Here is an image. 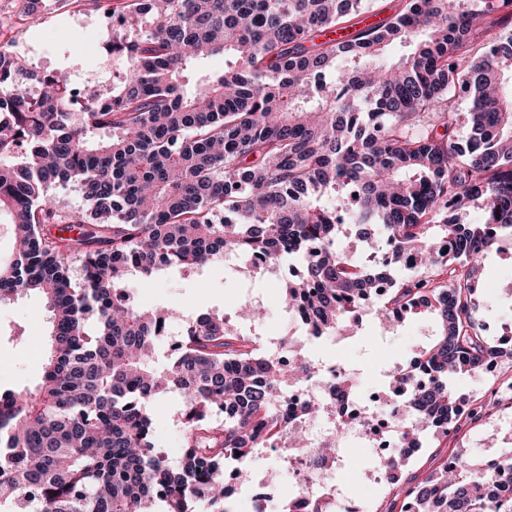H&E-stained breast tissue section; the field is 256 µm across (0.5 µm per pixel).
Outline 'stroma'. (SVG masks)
<instances>
[{
  "instance_id": "1",
  "label": "stroma",
  "mask_w": 512,
  "mask_h": 512,
  "mask_svg": "<svg viewBox=\"0 0 512 512\" xmlns=\"http://www.w3.org/2000/svg\"><path fill=\"white\" fill-rule=\"evenodd\" d=\"M40 22L22 19L24 0H0V45L23 41L37 44L39 55L33 64L40 70L64 69L93 73L100 69L102 36L93 28L73 25V17H91L101 11L97 0H87L79 7H59L57 0H43ZM228 264L209 265L189 273L178 267L163 272L152 282L133 290L137 305L142 307H174L184 315L202 312L233 314L246 289L254 288L263 297L267 335L281 331L286 312L281 304V291L268 287L265 279L241 272L229 274ZM481 295L488 307L481 313L486 335L498 336L504 323H512V297L501 286L512 280V247L493 246L475 271ZM434 323L428 318L405 321L379 338L378 325L368 322L364 330L338 341H315L311 356L314 362H343L358 373L360 392H379L385 388L384 372L396 369L416 348L433 335ZM47 312L42 299L28 294L0 303V387L17 391L30 390L42 378L47 348ZM505 388L512 399V361L502 362L492 376L478 372L455 378L453 388L461 399L472 402L484 399ZM180 405L178 394L171 393L153 404L150 413L157 427V441L171 460H179L182 448L181 428L174 416ZM512 448V409L493 412L468 423L458 434L428 435L423 447L408 462L406 475H427L446 456L456 453L478 465L486 458ZM369 451H351L342 477L346 492L361 498L366 512H388L391 499L385 485L371 477ZM272 482L276 493L287 495L293 478L282 464V455L261 451L250 465L249 477L227 499L228 512H251L252 497L257 486Z\"/></svg>"
}]
</instances>
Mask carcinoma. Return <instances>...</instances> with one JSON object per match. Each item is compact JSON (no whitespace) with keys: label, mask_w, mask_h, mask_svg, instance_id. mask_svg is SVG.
<instances>
[{"label":"carcinoma","mask_w":512,"mask_h":512,"mask_svg":"<svg viewBox=\"0 0 512 512\" xmlns=\"http://www.w3.org/2000/svg\"><path fill=\"white\" fill-rule=\"evenodd\" d=\"M103 2L125 24L112 36L122 75L84 112L67 111L61 71L0 46V217L16 245L0 265V302L40 294L50 339L36 389L0 392V512H229L224 466L250 463L266 435L288 430L274 404L314 367L294 348L270 356L261 337L207 312L181 320L159 370L177 312L127 301L133 282L226 254L255 258V276L267 260L298 261L281 300L305 308L315 338L350 327L364 305L383 325L432 316L435 338L389 376L414 412L401 440L413 448L428 429L457 433L477 419L451 381L488 356L512 359V345L481 334L469 270L512 234V11L400 0L338 41L331 34L376 0ZM396 44L409 51L390 59ZM216 55L222 71L199 68ZM70 187L85 207L60 200ZM472 207L477 224L464 221ZM345 223L364 239L382 232L391 259L352 260ZM47 224L76 234L49 235ZM409 252L414 273L395 277L390 266ZM171 392L182 399L175 464L149 414ZM401 468L388 460L384 482L416 512H512L482 495L512 477V448L477 477L463 459L401 486Z\"/></svg>","instance_id":"carcinoma-1"}]
</instances>
